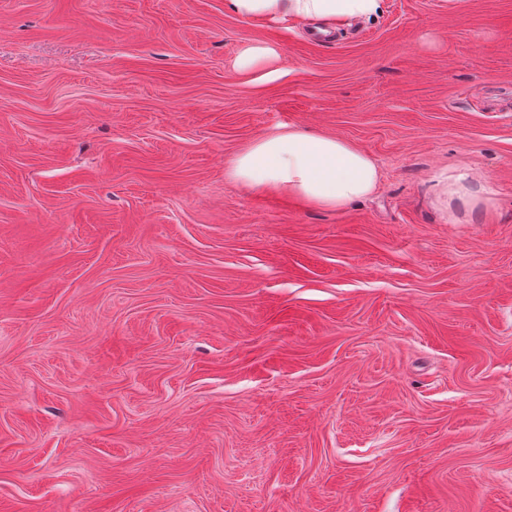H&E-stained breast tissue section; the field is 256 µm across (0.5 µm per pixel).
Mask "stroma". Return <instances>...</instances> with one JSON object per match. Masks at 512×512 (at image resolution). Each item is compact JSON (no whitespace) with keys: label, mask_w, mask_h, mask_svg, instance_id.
<instances>
[{"label":"stroma","mask_w":512,"mask_h":512,"mask_svg":"<svg viewBox=\"0 0 512 512\" xmlns=\"http://www.w3.org/2000/svg\"><path fill=\"white\" fill-rule=\"evenodd\" d=\"M281 125L376 192L229 183ZM0 512H512V0H0ZM384 0H229L243 19L278 20L292 17L327 25L369 19L382 12ZM280 54V48L274 44H248L240 51L235 68L240 74H251L260 69H268L279 60ZM448 194L451 198L460 201L466 208L472 212H480L488 204V199L484 198L478 189L471 185L452 184L448 187Z\"/></svg>","instance_id":"obj_1"}]
</instances>
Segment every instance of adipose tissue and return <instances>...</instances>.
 <instances>
[{
  "label": "adipose tissue",
  "instance_id": "ef3b65f1",
  "mask_svg": "<svg viewBox=\"0 0 512 512\" xmlns=\"http://www.w3.org/2000/svg\"><path fill=\"white\" fill-rule=\"evenodd\" d=\"M229 5L244 19L292 17L333 25L376 17L383 0H229ZM225 175L238 186L339 210L371 195L380 171L368 153L344 138L288 126L243 147L228 162Z\"/></svg>",
  "mask_w": 512,
  "mask_h": 512
}]
</instances>
